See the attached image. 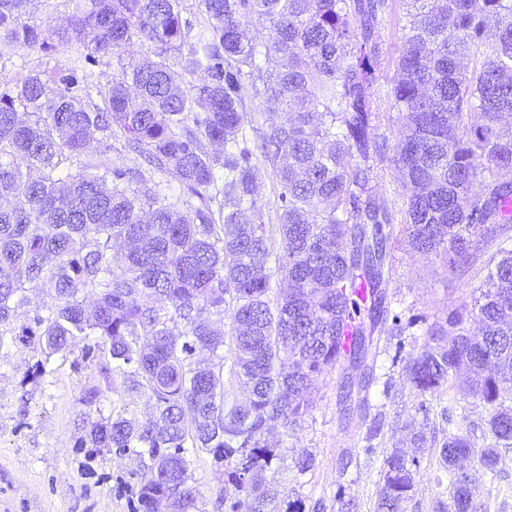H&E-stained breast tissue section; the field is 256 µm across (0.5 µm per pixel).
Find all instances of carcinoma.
Listing matches in <instances>:
<instances>
[{
	"mask_svg": "<svg viewBox=\"0 0 512 512\" xmlns=\"http://www.w3.org/2000/svg\"><path fill=\"white\" fill-rule=\"evenodd\" d=\"M53 30L30 20L27 0H0V40L50 54L73 49L50 79L31 70L0 83V349L5 336H37L44 359L81 346L108 353L124 392L154 400L141 422L125 410L88 422L81 444L131 453L152 476L137 492V512H202L190 484L193 456L224 467L227 512H304L278 481L284 458L266 433L273 421L293 427L310 413L323 372L363 370L357 412L368 417L379 382L374 335L394 340L392 364L425 397L442 396L469 373V393L488 406L493 443L479 448L468 432H428L415 452L383 457L375 512H404L425 455L439 449L448 475L450 512H480L466 462L496 476L512 450V0H409L391 97L403 122L391 161L409 191L403 208L371 185L385 160L374 100L388 0H200L203 20L182 0H66ZM255 15L266 39L248 35ZM154 48L146 64L125 60L126 47ZM278 68L262 70L259 57ZM115 58L120 73L101 86L95 68ZM207 81L182 87L186 75ZM267 110L284 112L249 146L244 81ZM123 148L173 174L198 205L180 209L129 184L143 178L115 166L110 176L72 173L67 162L90 141ZM221 146L212 154L204 142ZM278 187L281 249L264 222L256 193L260 166ZM443 259L464 274L488 255L480 296L448 306L426 324L386 303L391 245ZM288 291H272L273 275ZM50 286L54 304L15 331L27 304L25 284ZM93 290V311L81 293ZM227 315L229 336L213 315ZM426 326L418 353L402 356L404 336ZM230 373L250 391L246 405L224 393V346ZM343 406L342 416L356 412ZM356 457L337 462L336 502L356 512L341 483ZM316 468L305 449L293 459Z\"/></svg>",
	"mask_w": 512,
	"mask_h": 512,
	"instance_id": "obj_1",
	"label": "carcinoma"
}]
</instances>
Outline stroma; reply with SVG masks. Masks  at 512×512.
<instances>
[{
  "label": "stroma",
  "mask_w": 512,
  "mask_h": 512,
  "mask_svg": "<svg viewBox=\"0 0 512 512\" xmlns=\"http://www.w3.org/2000/svg\"><path fill=\"white\" fill-rule=\"evenodd\" d=\"M382 24L384 54L379 66L375 108L379 134L395 145L401 116L390 97L402 27L407 18L405 0H388ZM66 52L46 57L33 51L0 45V81H11L30 70H52L67 61ZM93 164L98 173L114 166L141 168L144 178L133 183L136 193L162 194L178 202L181 192L175 177L144 164L120 142L93 141L87 151L72 162L73 170ZM395 287L389 292L393 306L411 309L433 321L444 318L451 303L478 296L485 272L473 267L464 276L449 272L443 260L412 250L398 242L394 250ZM42 355L36 337L8 343L0 349V512H135L136 493L143 479L134 455H118L106 450L81 447L88 430L89 409L82 399L89 389L102 395V415L124 409L147 418L152 407L146 398L123 393V379L103 374L106 360L101 354L84 355L74 350L53 357L44 375L33 377V365ZM380 372L390 375L391 397L380 389L370 393L372 412L381 414L383 427L375 441L377 455L351 468L338 478L336 459L345 451L364 445L366 425L356 420L340 423L337 414L339 377L336 372L321 374L315 384L313 408L296 428L275 424L268 439L285 457L301 448L312 451L317 467L312 474L282 475L286 489L295 490L306 512H339L335 501L336 483L344 481L346 494L360 505L359 512H374L381 457L386 452L411 451V437L421 418L415 412L417 393L401 367L392 365L390 354L380 355ZM453 391L460 405L453 414L455 427L470 430L478 446H487L486 405L468 394L462 378H455ZM223 469L211 456H194L191 483L200 493L203 512H225L218 493ZM472 491L482 512H512V453L501 464V474L489 481L474 473Z\"/></svg>",
  "instance_id": "1"
}]
</instances>
